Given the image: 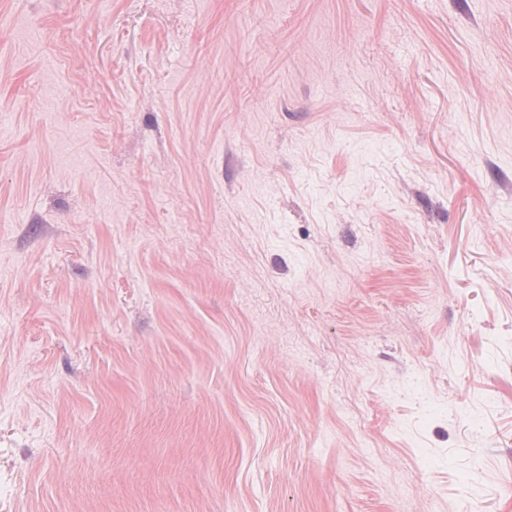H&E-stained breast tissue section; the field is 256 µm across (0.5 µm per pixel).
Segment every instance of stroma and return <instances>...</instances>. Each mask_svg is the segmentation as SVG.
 <instances>
[{"mask_svg": "<svg viewBox=\"0 0 512 512\" xmlns=\"http://www.w3.org/2000/svg\"><path fill=\"white\" fill-rule=\"evenodd\" d=\"M0 512H512V0H0Z\"/></svg>", "mask_w": 512, "mask_h": 512, "instance_id": "obj_1", "label": "stroma"}]
</instances>
